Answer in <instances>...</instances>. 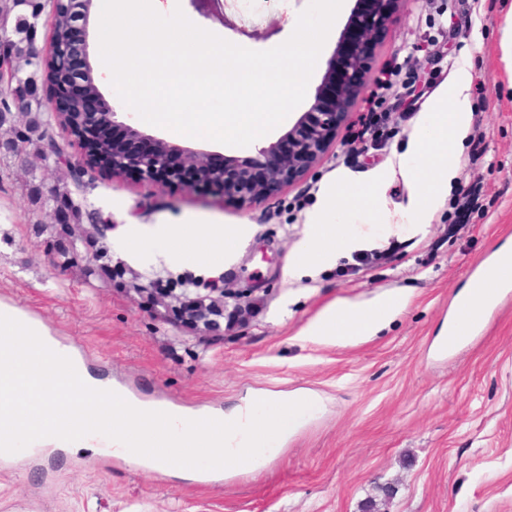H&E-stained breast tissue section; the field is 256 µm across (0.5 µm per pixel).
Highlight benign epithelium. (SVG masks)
Here are the masks:
<instances>
[{
  "instance_id": "obj_1",
  "label": "benign epithelium",
  "mask_w": 512,
  "mask_h": 512,
  "mask_svg": "<svg viewBox=\"0 0 512 512\" xmlns=\"http://www.w3.org/2000/svg\"><path fill=\"white\" fill-rule=\"evenodd\" d=\"M375 7L350 22L343 36L344 49L333 57L316 88L309 109L317 121L302 134L288 130V148L278 140L260 147L249 157V166L230 175L213 154L198 148L169 144L162 138L146 134L116 120V113L98 107L99 97L85 103L84 110L72 116L69 127L80 132L81 142H96L105 148L102 161L86 156L85 161L99 164L114 176L131 173L143 181H157L156 174L166 173L165 182L187 188L196 183L187 173L199 175L211 194L231 200L242 207L263 202L281 186L294 181L321 158L335 141L339 124L359 94L362 78L359 60L382 30L397 0H374ZM74 18L66 37V48L60 69L65 79L79 78L93 71L85 42H77L74 32L87 27L93 2L71 0Z\"/></svg>"
}]
</instances>
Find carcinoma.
Segmentation results:
<instances>
[{
    "mask_svg": "<svg viewBox=\"0 0 512 512\" xmlns=\"http://www.w3.org/2000/svg\"><path fill=\"white\" fill-rule=\"evenodd\" d=\"M41 11V0H0V24L13 36L19 62L15 70L7 64L0 66V126L14 113L28 117L19 142L29 146L32 159H51L56 163L67 153V148L47 142L48 134L43 129L42 114L51 111L52 107L51 103L40 101L37 87L44 74L52 68L51 59L66 34L71 16L64 11L54 15L48 53L33 61L28 51L32 37L30 21ZM96 93L95 79L89 77L78 84L64 82L59 85L56 96L65 103L64 111L77 112L83 101ZM53 201L65 208L63 215L68 217V223H81L82 209L73 200L67 185L61 184L54 189Z\"/></svg>",
    "mask_w": 512,
    "mask_h": 512,
    "instance_id": "obj_1",
    "label": "carcinoma"
}]
</instances>
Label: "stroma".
<instances>
[{"label":"stroma","mask_w":512,"mask_h":512,"mask_svg":"<svg viewBox=\"0 0 512 512\" xmlns=\"http://www.w3.org/2000/svg\"><path fill=\"white\" fill-rule=\"evenodd\" d=\"M506 0H398L364 62L365 90L350 106L336 146L295 182L248 209L198 189L115 178L78 161V146L44 113L47 131L73 157L65 166H30L0 156V302L36 316L72 346L87 368L143 402L226 412L246 394L314 390L321 405L292 433L278 437L250 472L225 469L204 483L177 469L142 467L111 451L91 455L23 449L0 456V512H512V295L482 313L476 335L450 352L452 301L479 264L512 244V82L496 57ZM309 0H267L256 15L234 0L206 18L189 0L181 8L197 26L252 49L284 38ZM466 36H457L460 22ZM99 20L90 17L88 52L99 92L120 121L176 146L227 159L255 153L147 124L128 109L99 58ZM474 74L472 112L457 174L430 223L388 225L380 209L400 215L412 191L402 177L381 203L369 201L367 173L403 155L426 108L452 80L461 59ZM390 73L388 127L363 131L377 80ZM339 170L354 174L352 194L335 197L329 223L366 237V250L340 254L297 283L284 272L306 236V219L322 186ZM65 179L75 202L98 223L57 239L48 199ZM251 226L234 257L215 267L202 236L210 224ZM130 224H183L189 258L165 265L146 256L122 259L112 242ZM124 277L102 275L101 263ZM192 275L223 278L242 297V315L189 329L171 308L146 306L138 285ZM398 300L399 313L377 335L346 346H313L300 331L331 305L374 297Z\"/></svg>","instance_id":"1"}]
</instances>
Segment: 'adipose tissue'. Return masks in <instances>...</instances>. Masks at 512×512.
<instances>
[{"label": "adipose tissue", "mask_w": 512, "mask_h": 512, "mask_svg": "<svg viewBox=\"0 0 512 512\" xmlns=\"http://www.w3.org/2000/svg\"><path fill=\"white\" fill-rule=\"evenodd\" d=\"M474 75L467 63H460L453 80L430 105L433 119L422 127L413 145L423 151L429 144L440 145L439 153L427 155L420 170L405 168L403 163H393L390 168L369 172L366 180L375 199H382L385 189L394 177H404L413 187L404 210L409 223H429L437 202L448 192V185L456 173L455 147L463 136L470 119V90ZM354 177L345 171L336 172L322 195L321 207L310 213L307 222L310 232L302 242L297 259L288 266V279H296L300 268L305 266H329L335 264L342 252L363 247L356 236H337L335 225L327 216L333 201L340 192L350 191ZM114 250L123 258L139 259L143 250H151L154 257L169 263L183 262L188 251L186 236L181 225L166 224L154 228L130 225L126 235L113 242ZM399 303L393 299H376L361 306H331L299 334L302 342L313 345H345L356 339L375 335L397 313Z\"/></svg>", "instance_id": "1"}]
</instances>
